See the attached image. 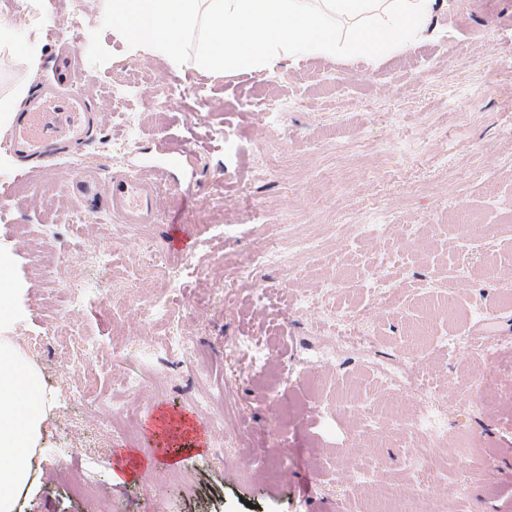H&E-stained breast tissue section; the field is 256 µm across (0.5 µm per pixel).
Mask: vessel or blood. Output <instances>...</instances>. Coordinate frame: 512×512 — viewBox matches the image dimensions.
<instances>
[{
	"label": "vessel or blood",
	"instance_id": "vessel-or-blood-1",
	"mask_svg": "<svg viewBox=\"0 0 512 512\" xmlns=\"http://www.w3.org/2000/svg\"><path fill=\"white\" fill-rule=\"evenodd\" d=\"M93 122L94 116L78 90L45 93L33 97L25 109L15 113L4 139L20 162L47 159L78 145ZM71 190L81 197L106 196L113 217L122 224H150L157 217L159 188L140 168L109 177L88 169L72 183ZM193 424L189 415L160 412L151 433L154 447L145 454V462H170L172 455L169 449L163 448V440Z\"/></svg>",
	"mask_w": 512,
	"mask_h": 512
}]
</instances>
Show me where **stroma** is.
<instances>
[{"mask_svg": "<svg viewBox=\"0 0 512 512\" xmlns=\"http://www.w3.org/2000/svg\"><path fill=\"white\" fill-rule=\"evenodd\" d=\"M105 3L0 0V16L40 56L32 72L17 47L0 45V100L18 85L33 92L52 78L60 35L79 54L77 86L100 116L75 164L34 162L20 174L0 142V246L13 251L12 273L29 285L14 334L22 342L47 336L35 361L54 394L35 451L42 481L22 512H87L94 499L77 496L69 479L78 472L94 480L112 512H365L373 498L415 490L425 474L409 459L421 442L406 422L420 399L384 388L379 372L401 374L421 344L412 325L438 337L469 335L489 299L501 318L497 337L512 340V302L504 300L512 295V6L447 0L418 41L370 65L306 55L259 73L214 77L170 67L148 51L130 53L102 26ZM95 32L111 54L99 65L88 59ZM191 86L204 91V101L185 95ZM259 97L277 100V109H241ZM128 112L140 117L131 139L122 124ZM213 125L242 135L240 148L208 138ZM162 143L188 155L190 175L169 177L155 223L107 234L105 202H83L70 193L71 182L83 169L128 170ZM463 209L477 215L478 227L458 224ZM254 210L264 223H249ZM342 215L380 230L348 241L336 225ZM174 224L188 229L184 244L172 243ZM306 240L318 242V253L299 250ZM262 245L288 253L286 264L252 281L277 286L278 300L259 307L242 291L224 307L225 277ZM95 246L109 253L107 266L90 261ZM152 252L198 264L174 312L201 362L160 361L143 348L162 328L139 309L167 293L148 265ZM383 252L393 256L387 288L409 291L395 311L380 308L365 278ZM73 276L86 285L77 308L65 303ZM332 276L343 286L323 294L319 284ZM298 293L312 294L310 305L287 312ZM336 308L360 311L369 345L334 341L326 312ZM269 332L286 338L281 358L259 383L248 355L238 357L234 399L243 423L235 432L215 430L194 404L197 372L223 381L225 341ZM88 338L99 350L84 364ZM423 362L444 395L446 426L441 438L421 445L433 462L458 464L466 492L451 484L432 491L420 512H512V349L485 359L434 346ZM283 374L289 385L270 390ZM130 377L139 378L138 388L127 386ZM75 386L100 406L75 400ZM392 399L404 423L370 429L350 412L358 404L378 411ZM112 405L138 412L135 433L112 431ZM157 409L199 414L203 425L202 433L172 439L180 451L173 465L146 466L136 454ZM259 447L275 465L258 469Z\"/></svg>", "mask_w": 512, "mask_h": 512, "instance_id": "stroma-1", "label": "stroma"}]
</instances>
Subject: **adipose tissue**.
<instances>
[{
    "label": "adipose tissue",
    "mask_w": 512,
    "mask_h": 512,
    "mask_svg": "<svg viewBox=\"0 0 512 512\" xmlns=\"http://www.w3.org/2000/svg\"><path fill=\"white\" fill-rule=\"evenodd\" d=\"M12 261L0 247V512H16L21 495L37 487L32 459L51 406L36 363L14 335L25 315V288L9 276Z\"/></svg>",
    "instance_id": "obj_1"
}]
</instances>
